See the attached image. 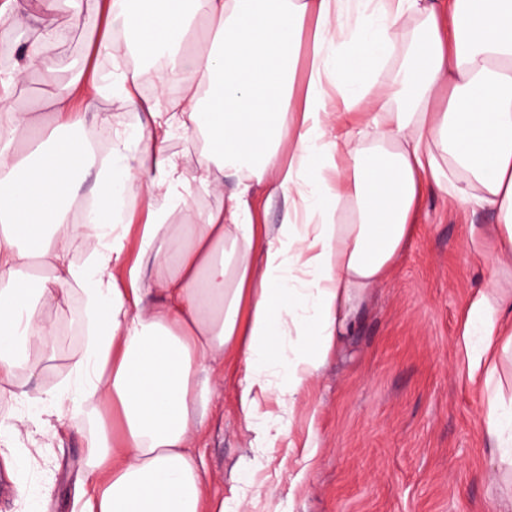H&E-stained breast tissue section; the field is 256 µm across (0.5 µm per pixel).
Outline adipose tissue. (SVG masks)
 <instances>
[{"mask_svg": "<svg viewBox=\"0 0 512 512\" xmlns=\"http://www.w3.org/2000/svg\"><path fill=\"white\" fill-rule=\"evenodd\" d=\"M64 1L81 20L83 0H0V25L32 32L0 88L37 70L61 128L84 122L102 91L88 60L59 76L52 51L70 31L45 18ZM98 2L94 55L120 58L113 33L127 32L157 64L159 90L184 94L169 111L140 96L138 69L121 68L120 99L147 121L113 128L102 154L85 140L40 139L31 113L0 105V377L53 348L42 309L80 286L91 338L45 408L86 422L93 487L80 512H227L245 493L214 497L190 445L225 358L238 365L239 415L264 455L351 329L352 303L391 273L425 183L454 207L492 212L497 256L512 259V0ZM308 23L313 51L294 108ZM177 132L206 142L193 171L164 148ZM91 169L81 224L73 200ZM228 179L224 203L195 206ZM258 188L285 201L275 229L252 221ZM36 260L47 274H30ZM458 345L488 389L493 456L512 466V397L499 375L512 352V289L475 291ZM311 24H305L301 34V40L298 50V64L296 69V77L294 82L293 94L291 98V106L294 107L298 99L304 94L306 88L305 68L309 56L311 55Z\"/></svg>", "mask_w": 512, "mask_h": 512, "instance_id": "adipose-tissue-1", "label": "adipose tissue"}]
</instances>
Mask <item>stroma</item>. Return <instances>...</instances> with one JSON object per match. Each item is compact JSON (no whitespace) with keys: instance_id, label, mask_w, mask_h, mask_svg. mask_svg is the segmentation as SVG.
<instances>
[{"instance_id":"35a3bbf8","label":"stroma","mask_w":512,"mask_h":512,"mask_svg":"<svg viewBox=\"0 0 512 512\" xmlns=\"http://www.w3.org/2000/svg\"><path fill=\"white\" fill-rule=\"evenodd\" d=\"M494 216L463 212L426 187L414 231L393 274L354 305L343 336L298 404L295 451L270 449L255 475L250 434L231 382L212 380L205 428L191 438L206 460L212 491L228 495L247 478L267 486L247 512H491L505 482L484 433L486 389L470 378L456 345L470 293L490 279L512 289V261L494 256ZM55 324L54 350L17 371L0 414L21 417L12 454L29 468H0V512H78L90 483L83 466L82 417L41 434L39 411L84 349L86 317L79 288L42 311Z\"/></svg>"}]
</instances>
